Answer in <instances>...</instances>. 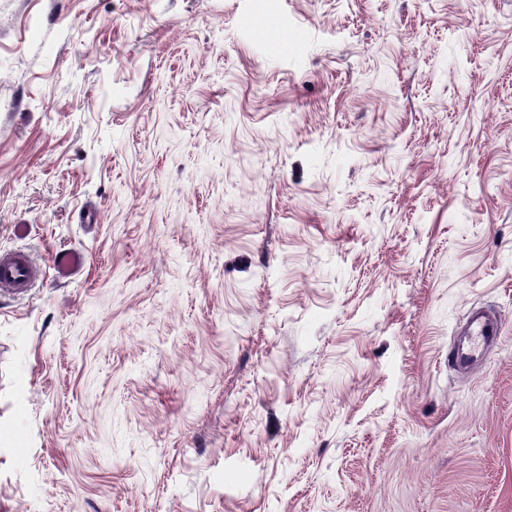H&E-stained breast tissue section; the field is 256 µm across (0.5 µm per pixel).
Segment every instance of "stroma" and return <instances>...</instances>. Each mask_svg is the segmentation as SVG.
Segmentation results:
<instances>
[{
  "mask_svg": "<svg viewBox=\"0 0 512 512\" xmlns=\"http://www.w3.org/2000/svg\"><path fill=\"white\" fill-rule=\"evenodd\" d=\"M16 250L0 512H512V0H0ZM87 257L78 249H63L57 251L53 257V270L57 279H65L76 275L85 267ZM39 276V267L23 251L0 254V291L24 295ZM503 320L490 311L472 313L467 321V345L462 348H453L448 360L458 365L469 361L484 359L489 345L501 339Z\"/></svg>",
  "mask_w": 512,
  "mask_h": 512,
  "instance_id": "stroma-1",
  "label": "stroma"
}]
</instances>
